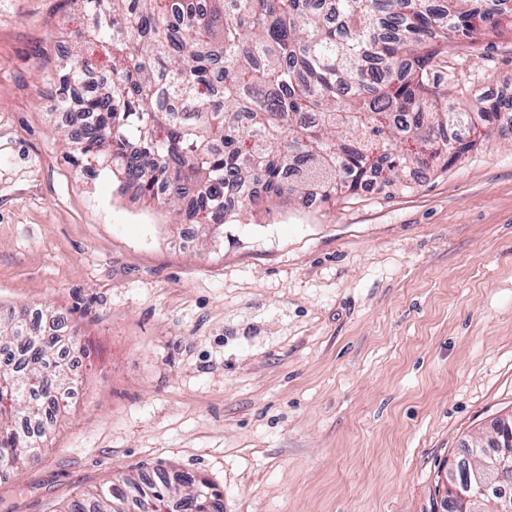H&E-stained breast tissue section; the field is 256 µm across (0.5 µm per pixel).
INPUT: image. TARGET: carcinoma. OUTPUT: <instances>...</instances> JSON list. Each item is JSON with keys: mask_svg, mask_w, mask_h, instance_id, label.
I'll return each mask as SVG.
<instances>
[{"mask_svg": "<svg viewBox=\"0 0 512 512\" xmlns=\"http://www.w3.org/2000/svg\"><path fill=\"white\" fill-rule=\"evenodd\" d=\"M79 2L93 26L71 32L56 97L91 122L65 132L67 159L139 184L156 206L191 207L204 236L298 194L330 205L372 174L446 170L477 144L457 132L501 110L467 89L449 103L436 68L512 21V0ZM254 181L263 195H250ZM41 321L0 311L1 477L38 455L67 409L62 336ZM175 497L184 512H224L207 482L164 469L96 486L63 512H168Z\"/></svg>", "mask_w": 512, "mask_h": 512, "instance_id": "obj_1", "label": "carcinoma"}]
</instances>
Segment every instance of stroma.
<instances>
[{
	"label": "stroma",
	"mask_w": 512,
	"mask_h": 512,
	"mask_svg": "<svg viewBox=\"0 0 512 512\" xmlns=\"http://www.w3.org/2000/svg\"><path fill=\"white\" fill-rule=\"evenodd\" d=\"M78 0H0V308L64 313L94 362L0 512H60L162 468L224 512H445L442 476L512 415V131L448 170L182 218L67 162L58 41ZM449 93L512 99V33L441 57Z\"/></svg>",
	"instance_id": "stroma-1"
}]
</instances>
